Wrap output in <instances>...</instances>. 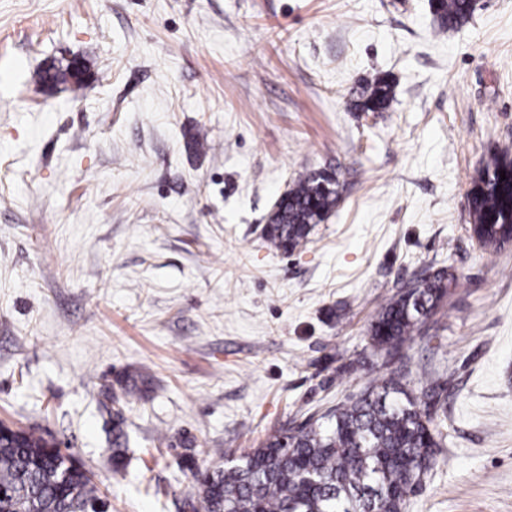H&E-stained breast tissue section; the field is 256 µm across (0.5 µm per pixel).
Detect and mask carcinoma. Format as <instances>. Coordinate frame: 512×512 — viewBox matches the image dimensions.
Listing matches in <instances>:
<instances>
[{"mask_svg":"<svg viewBox=\"0 0 512 512\" xmlns=\"http://www.w3.org/2000/svg\"><path fill=\"white\" fill-rule=\"evenodd\" d=\"M441 32L454 29L474 12L472 0H431ZM49 90L79 91L72 63L52 64L36 74ZM394 99L392 82L378 75L357 91L355 108L386 112ZM512 166V147L491 154L485 171ZM332 174H300L277 201L265 225L267 245L284 253L303 245L336 205ZM473 223L485 209L507 207L494 189L475 199ZM512 235V220L482 229L484 248L497 251V237ZM448 295V273L439 270L399 289L381 307L369 329L370 345L387 357L410 344L427 317ZM137 385L122 384V396L104 385L112 402V463L120 467L126 433L123 408ZM444 384L429 376L397 375L368 383L359 393L325 412L281 428L258 447L195 474L190 512H402L420 492L439 459L436 425ZM99 501V488L84 465L61 452L44 433L0 423V512H76Z\"/></svg>","mask_w":512,"mask_h":512,"instance_id":"obj_1","label":"carcinoma"}]
</instances>
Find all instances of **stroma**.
Returning a JSON list of instances; mask_svg holds the SVG:
<instances>
[{
  "mask_svg": "<svg viewBox=\"0 0 512 512\" xmlns=\"http://www.w3.org/2000/svg\"><path fill=\"white\" fill-rule=\"evenodd\" d=\"M429 3L0 0V422L50 433L105 512H181L194 472L389 376L369 325L441 269L406 353L446 384V463L403 512H512V246L467 204L512 145V0L443 34ZM75 57L78 94L37 85ZM377 74L390 110H355ZM320 171L335 209L272 250ZM127 375L116 470L99 390ZM335 184V177L326 171L292 179L268 217L264 228L267 245L284 253L303 245L336 205L339 192Z\"/></svg>",
  "mask_w": 512,
  "mask_h": 512,
  "instance_id": "obj_1",
  "label": "stroma"
}]
</instances>
